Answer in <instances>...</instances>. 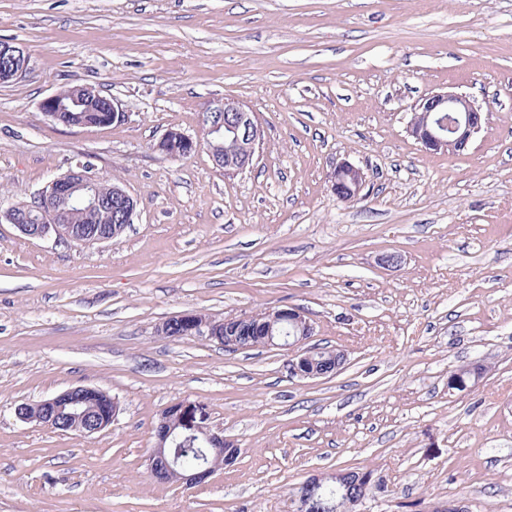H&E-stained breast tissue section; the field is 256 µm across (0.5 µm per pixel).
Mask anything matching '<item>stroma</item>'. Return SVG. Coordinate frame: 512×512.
I'll use <instances>...</instances> for the list:
<instances>
[{"label":"stroma","mask_w":512,"mask_h":512,"mask_svg":"<svg viewBox=\"0 0 512 512\" xmlns=\"http://www.w3.org/2000/svg\"><path fill=\"white\" fill-rule=\"evenodd\" d=\"M1 39L30 69L0 84V211L87 163L138 215L89 246L0 221V512H296L298 487L336 470L377 478L359 512H512V0H0ZM73 85L125 120H48L41 101ZM446 90L487 120L467 151L428 153L407 123ZM224 97L265 130L234 176L199 121ZM171 130L196 153L157 150ZM344 161L366 175L355 203L331 190ZM289 305L308 346L345 351L337 374L158 332ZM472 363L488 374L449 391ZM78 385L118 401L105 430L17 418ZM176 402L241 450L192 488L146 466Z\"/></svg>","instance_id":"obj_1"}]
</instances>
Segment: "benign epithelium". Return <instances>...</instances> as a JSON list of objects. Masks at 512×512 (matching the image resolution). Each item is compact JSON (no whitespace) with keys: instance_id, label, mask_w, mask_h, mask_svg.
<instances>
[{"instance_id":"obj_1","label":"benign epithelium","mask_w":512,"mask_h":512,"mask_svg":"<svg viewBox=\"0 0 512 512\" xmlns=\"http://www.w3.org/2000/svg\"><path fill=\"white\" fill-rule=\"evenodd\" d=\"M14 55V65L7 71L8 78L16 80L27 70L29 60L21 47L10 49ZM81 104L80 95L72 93V99L62 100L59 93L45 98L40 104L43 114L65 126L82 127L68 116ZM224 113V126L207 122L206 112L200 115V124L206 137L219 132L230 136L239 147L235 156L224 158V173L236 175L253 163L257 149L262 141L264 130L256 113L235 98L213 101L207 112ZM486 115L475 105L470 97L456 91L432 92L424 96L413 109L407 131L421 148L428 152L462 153L466 151L474 136L482 129ZM190 148L195 142L184 134L170 130L158 143V149L169 152L171 144L176 141ZM332 190L338 192L341 184H347L349 200L357 201L366 181L364 172L349 162H342L331 173ZM101 183L90 168L82 165L68 170L54 179L39 196V204L34 206L33 223L21 224L12 210L0 213V218L13 224L15 228L29 239L55 237L57 240L78 244H102L112 241L108 234H84L67 223L66 210L59 202L64 201L82 207L87 211L101 208L104 200L98 193ZM112 212L117 223L131 224L137 213L135 198L119 182L112 184ZM269 328L281 322H288L295 328L290 336L272 333L264 337L266 347L293 352L288 359L290 375L301 379L329 377L340 370L344 363V353L334 352L321 347H304L313 334V324L303 309L299 307L271 308L266 311ZM177 319L188 326L191 335H207L224 346L226 351H239L250 348L248 337L232 335L238 317L224 318V331H219L218 323L195 312H184ZM119 411L117 401L99 388L88 386L70 387L56 395L37 403H23L16 407L17 418L24 422H37L47 428L55 429L65 420H76L73 428L79 434L90 436L105 430L112 424ZM198 409L183 402L166 407L159 415L155 426V445L149 454V470L158 481L164 476L178 479V483L196 486L206 482L214 474V464H199L194 468H185L180 460L182 437H187L205 448H214L224 452V463L233 465L241 449L235 441L224 437L221 431H214L205 423ZM305 485L310 491L299 496L297 512H310L322 508L324 504L317 498L316 488L322 486L318 480L309 479Z\"/></svg>"}]
</instances>
